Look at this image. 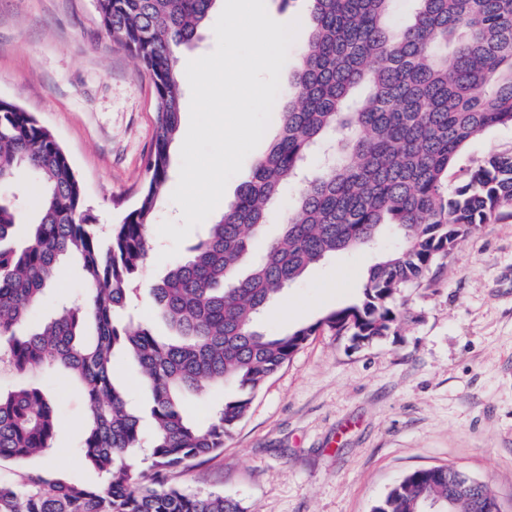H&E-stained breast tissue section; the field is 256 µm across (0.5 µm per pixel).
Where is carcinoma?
Instances as JSON below:
<instances>
[{
  "instance_id": "cac0c4a2",
  "label": "carcinoma",
  "mask_w": 512,
  "mask_h": 512,
  "mask_svg": "<svg viewBox=\"0 0 512 512\" xmlns=\"http://www.w3.org/2000/svg\"><path fill=\"white\" fill-rule=\"evenodd\" d=\"M310 2L288 105L276 109L278 135L206 236L151 288L171 340L147 322H123L119 311L170 179L183 106L176 52L197 40L216 0H96L104 30L149 73L156 115L147 187L105 238L54 135L0 102V185L23 169L43 187L41 217L22 247L12 243L19 211L0 196V355L21 373L58 366L81 384L89 418L79 448L101 477L86 484L27 471L0 483V512H243L233 498L170 483V474L221 451L255 392L318 328L357 342L396 333L397 291L421 285L464 236L512 209V154L465 159L474 138L512 126V0H410L402 24L398 0ZM291 182L300 191L280 235L240 273ZM386 236L394 243L367 270L360 303L283 334L262 328L265 309L311 266ZM66 258L80 266L83 304L31 322ZM118 352L135 360L152 397L144 467L134 463L140 418L114 382ZM226 382L237 394L207 425L191 422L186 399ZM60 428L41 387L0 391V459L45 455ZM457 475L414 470L372 512H422L425 503L446 512ZM483 498L493 493L482 481L454 510L474 512Z\"/></svg>"
}]
</instances>
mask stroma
Wrapping results in <instances>:
<instances>
[{"mask_svg":"<svg viewBox=\"0 0 512 512\" xmlns=\"http://www.w3.org/2000/svg\"><path fill=\"white\" fill-rule=\"evenodd\" d=\"M266 9L299 21L297 45L306 40L309 0H266ZM297 45L281 81L299 67ZM1 97L55 135L87 214L109 232L147 181L155 105L148 74L103 29L95 0H0ZM170 245L151 231L131 310L162 336L149 290L173 265L159 258ZM377 258L355 252L312 267L285 291L289 313L273 303L263 328L282 333L351 304ZM82 288L78 268L64 263L35 320L80 299ZM396 299L404 314L396 334L361 344L317 330L256 392L223 450L172 481L224 493L246 512H371L411 471L451 466L486 482L512 512V211ZM24 384L49 394L62 423L47 457L29 469L98 482L78 454L87 420L78 383L60 370L21 375L0 366V390Z\"/></svg>","mask_w":512,"mask_h":512,"instance_id":"stroma-1","label":"stroma"}]
</instances>
